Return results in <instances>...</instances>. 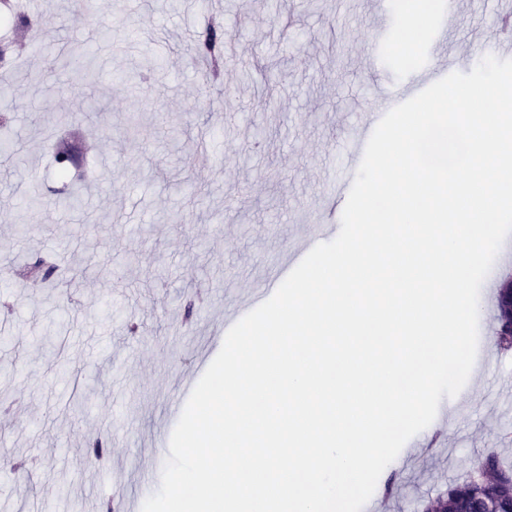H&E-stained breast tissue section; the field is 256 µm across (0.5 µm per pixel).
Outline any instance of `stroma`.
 I'll use <instances>...</instances> for the list:
<instances>
[{
  "label": "stroma",
  "mask_w": 512,
  "mask_h": 512,
  "mask_svg": "<svg viewBox=\"0 0 512 512\" xmlns=\"http://www.w3.org/2000/svg\"><path fill=\"white\" fill-rule=\"evenodd\" d=\"M75 0H25L32 29L10 36L0 101L14 134L0 154V389L16 403L0 415V458L23 455L24 476L0 473V512H99L103 500L144 501L160 487L172 434L167 406L199 355L214 359L224 312L271 279L277 254L307 237L330 188L344 178L360 113L382 87L403 80L393 7L376 0H155L126 17L124 0H97L111 39L86 38ZM487 0H457L449 56L455 71L478 63L475 44L495 38ZM230 41L216 76L195 66L198 34L212 21ZM80 42L102 78L75 83L54 57ZM140 70L121 86L106 75ZM140 114L141 136L126 133ZM68 135L83 153L81 181L60 177L53 147ZM85 198L71 209L72 190ZM205 197L196 206L192 190ZM33 193L43 210L19 216ZM25 235H18L19 225ZM55 265L61 295L22 273ZM512 276L497 256L480 289L478 336L494 340L496 290ZM198 314L186 320L187 298ZM137 334H128L127 319ZM465 396L442 397L447 418L421 431L377 485L376 512H420L498 449L512 465V349L470 375ZM108 452L88 462L90 441Z\"/></svg>",
  "instance_id": "1"
}]
</instances>
